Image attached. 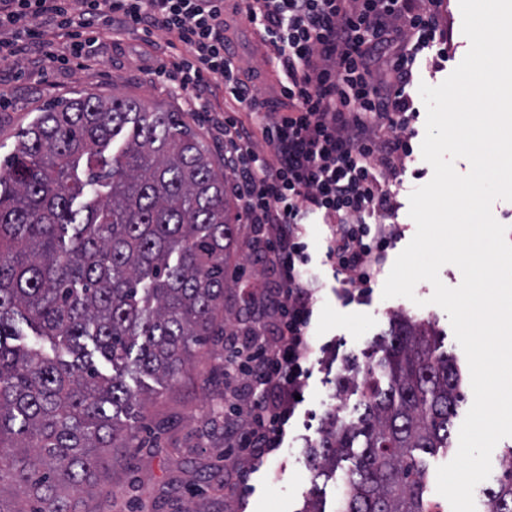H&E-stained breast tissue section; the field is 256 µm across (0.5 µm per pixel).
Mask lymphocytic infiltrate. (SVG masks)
Segmentation results:
<instances>
[{
	"label": "lymphocytic infiltrate",
	"instance_id": "f902f5d3",
	"mask_svg": "<svg viewBox=\"0 0 512 512\" xmlns=\"http://www.w3.org/2000/svg\"><path fill=\"white\" fill-rule=\"evenodd\" d=\"M439 0H0V61L18 43L37 45L44 62L91 60L101 36L148 35L151 74L175 82L194 112L213 110L218 92L257 114L273 107L259 129L225 115L224 166L234 175L241 223L256 235L257 261L276 266L280 285L259 290L239 283L245 305L278 319L277 336L226 346L235 370L275 387L256 403L234 448L260 460L281 445L304 373L313 315L314 277L299 240L308 214L330 229L327 258L334 273L370 285L393 233L391 197L383 176L396 175L412 146L403 132L419 112L406 91L418 53L436 43ZM249 25L263 59L284 78L275 100L259 96L260 71L242 72L233 50L237 23ZM69 41L58 45L59 33ZM161 32L165 41L154 40ZM179 55H168L173 44ZM389 59L387 72L378 63ZM267 151H255L254 134Z\"/></svg>",
	"mask_w": 512,
	"mask_h": 512
}]
</instances>
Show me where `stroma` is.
I'll list each match as a JSON object with an SVG mask.
<instances>
[{"label": "stroma", "mask_w": 512, "mask_h": 512, "mask_svg": "<svg viewBox=\"0 0 512 512\" xmlns=\"http://www.w3.org/2000/svg\"><path fill=\"white\" fill-rule=\"evenodd\" d=\"M439 14V32L451 37L452 54L446 60L421 63L414 74L415 82L431 86L442 83L470 47L462 32L459 0H442ZM145 50L143 36L132 32L121 47L101 42L94 60L81 66L62 65L47 74L34 66L31 52L21 51L13 66L0 69V95L8 100L0 107V161L12 155L19 133L38 123L48 101L94 93L131 96L150 107L183 113L209 146L216 168L223 169V110L188 111L172 87L152 80ZM410 131L414 151L402 160L398 177L387 181L397 209L395 222L402 230L388 251L392 261L416 231L409 215V196L433 175L419 150L424 119L412 122ZM329 236L327 225L305 227L309 269L320 277L323 288L309 327L312 351L303 362L306 373L300 398L279 450L265 457L263 464L244 466L230 450L225 421L244 424L261 393L244 374L230 381L221 378L224 345L212 342L195 351L177 381L155 388L136 428V447L114 451L118 462L104 477L109 494H77V512H133L139 503L146 512H300L312 487L307 448L318 442L323 420L335 412L337 403L351 407L359 399L358 393L339 392V378L346 365L377 356L374 342L388 332L395 315L430 325L440 336L443 352L454 357L461 373H468L465 353L446 312L428 302L433 293L429 282L416 285L415 300L383 298L390 273L385 267L371 287H354V301L346 302L342 280L334 278L324 263ZM239 268L262 287L279 285L269 265L255 262L246 228L228 264L229 271ZM420 298L425 301L421 307L416 304Z\"/></svg>", "instance_id": "stroma-1"}]
</instances>
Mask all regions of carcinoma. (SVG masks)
I'll list each match as a JSON object with an SVG mask.
<instances>
[{"label": "carcinoma", "mask_w": 512, "mask_h": 512, "mask_svg": "<svg viewBox=\"0 0 512 512\" xmlns=\"http://www.w3.org/2000/svg\"><path fill=\"white\" fill-rule=\"evenodd\" d=\"M240 228L208 145L179 112L80 95L20 133L0 162V485L21 488L26 507L0 512H75L69 490L98 485L106 449L135 437L144 378L175 381L195 348L224 335ZM25 330L52 353L12 344ZM379 347L364 377L357 366L340 377L361 399L354 418L322 424L304 512H326L319 479L338 471L334 512H430L421 457L449 446L461 374L407 317ZM503 463L485 490L491 512H512V448Z\"/></svg>", "instance_id": "1"}]
</instances>
